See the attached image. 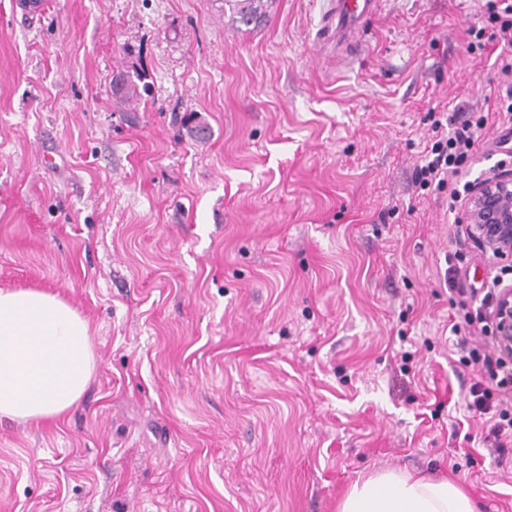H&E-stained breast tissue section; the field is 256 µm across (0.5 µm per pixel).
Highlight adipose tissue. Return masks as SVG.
Instances as JSON below:
<instances>
[{"mask_svg": "<svg viewBox=\"0 0 512 512\" xmlns=\"http://www.w3.org/2000/svg\"><path fill=\"white\" fill-rule=\"evenodd\" d=\"M96 368L87 321L59 296L0 290V418L54 421L77 405ZM336 512H477L447 477L399 469L359 476Z\"/></svg>", "mask_w": 512, "mask_h": 512, "instance_id": "adipose-tissue-1", "label": "adipose tissue"}]
</instances>
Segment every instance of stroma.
Segmentation results:
<instances>
[{"instance_id":"35a3bbf8","label":"stroma","mask_w":512,"mask_h":512,"mask_svg":"<svg viewBox=\"0 0 512 512\" xmlns=\"http://www.w3.org/2000/svg\"><path fill=\"white\" fill-rule=\"evenodd\" d=\"M47 2L0 0V289L63 297L97 366L60 421L0 420V512H336L390 467L512 512L455 347L494 346L459 302L512 272L413 183L432 108L488 112L459 182L501 158L485 0H382L341 62L329 0L255 31L223 0ZM120 76V84L114 88L112 85V95L117 100L122 103L131 105L136 102L139 98L142 97V94L139 90L138 82H142V91L145 94L149 92V83L144 82L146 80V74L144 72H139L136 70L135 76H132L127 71H119L117 72ZM135 77L136 81L133 79Z\"/></svg>"}]
</instances>
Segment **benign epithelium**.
<instances>
[{
  "label": "benign epithelium",
  "mask_w": 512,
  "mask_h": 512,
  "mask_svg": "<svg viewBox=\"0 0 512 512\" xmlns=\"http://www.w3.org/2000/svg\"><path fill=\"white\" fill-rule=\"evenodd\" d=\"M458 223L484 258L512 262V170L496 169L469 187ZM497 349L512 357V284L499 288L494 318Z\"/></svg>",
  "instance_id": "1"
}]
</instances>
